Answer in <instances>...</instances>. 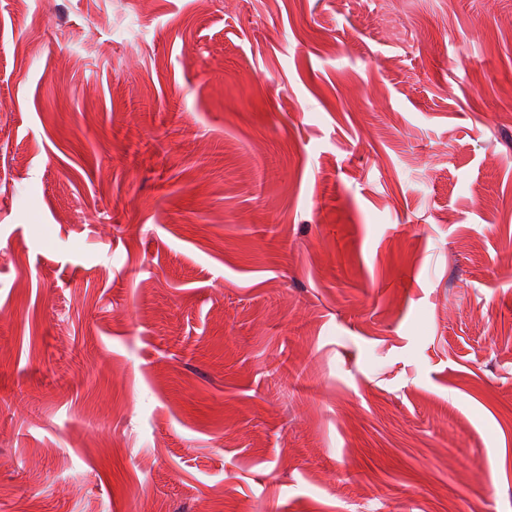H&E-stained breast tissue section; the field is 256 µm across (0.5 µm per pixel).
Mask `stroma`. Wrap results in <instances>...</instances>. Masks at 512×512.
<instances>
[{
  "instance_id": "1",
  "label": "stroma",
  "mask_w": 512,
  "mask_h": 512,
  "mask_svg": "<svg viewBox=\"0 0 512 512\" xmlns=\"http://www.w3.org/2000/svg\"><path fill=\"white\" fill-rule=\"evenodd\" d=\"M452 507L512 512V0H0V512Z\"/></svg>"
}]
</instances>
